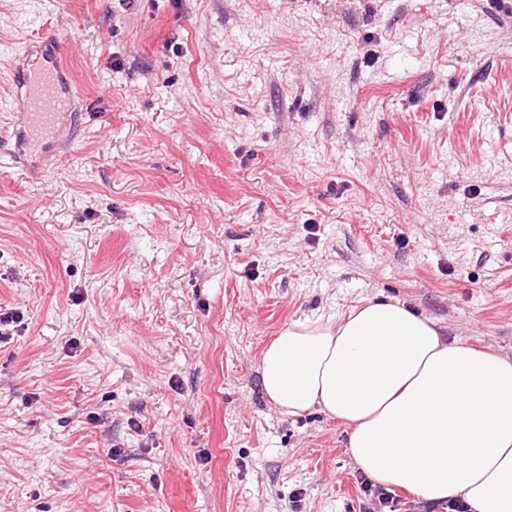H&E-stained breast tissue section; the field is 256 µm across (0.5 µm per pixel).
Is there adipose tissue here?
I'll return each instance as SVG.
<instances>
[{
  "mask_svg": "<svg viewBox=\"0 0 512 512\" xmlns=\"http://www.w3.org/2000/svg\"><path fill=\"white\" fill-rule=\"evenodd\" d=\"M259 383L282 413L313 406L346 424L372 481L473 512H512V357L445 339L399 303L295 322L262 355Z\"/></svg>",
  "mask_w": 512,
  "mask_h": 512,
  "instance_id": "adipose-tissue-1",
  "label": "adipose tissue"
}]
</instances>
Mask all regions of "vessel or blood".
Segmentation results:
<instances>
[{
  "label": "vessel or blood",
  "mask_w": 512,
  "mask_h": 512,
  "mask_svg": "<svg viewBox=\"0 0 512 512\" xmlns=\"http://www.w3.org/2000/svg\"><path fill=\"white\" fill-rule=\"evenodd\" d=\"M51 52L42 56L29 73L15 77L13 127L16 149L12 158H21L26 147L38 146L41 152L55 150L56 136L64 134L72 114L71 80L56 37L43 41Z\"/></svg>",
  "instance_id": "obj_1"
}]
</instances>
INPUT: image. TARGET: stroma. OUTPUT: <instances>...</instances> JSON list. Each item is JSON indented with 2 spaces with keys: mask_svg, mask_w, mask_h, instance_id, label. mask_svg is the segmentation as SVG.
<instances>
[{
  "mask_svg": "<svg viewBox=\"0 0 512 512\" xmlns=\"http://www.w3.org/2000/svg\"><path fill=\"white\" fill-rule=\"evenodd\" d=\"M74 122L0 160V512H361L345 426L259 387L398 302L512 357V0H0Z\"/></svg>",
  "mask_w": 512,
  "mask_h": 512,
  "instance_id": "1",
  "label": "stroma"
}]
</instances>
